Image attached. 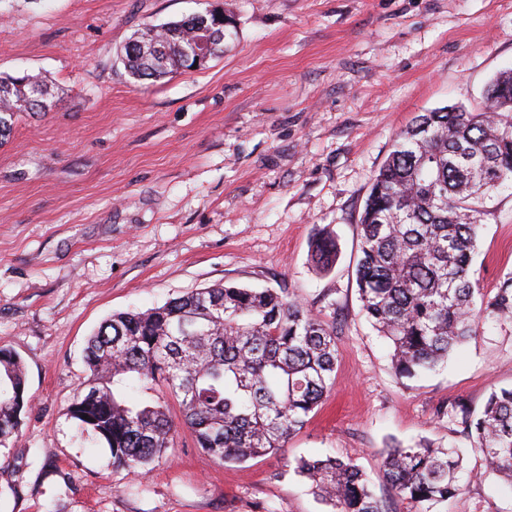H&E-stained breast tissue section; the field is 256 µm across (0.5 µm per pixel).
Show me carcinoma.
<instances>
[{
  "instance_id": "1",
  "label": "carcinoma",
  "mask_w": 512,
  "mask_h": 512,
  "mask_svg": "<svg viewBox=\"0 0 512 512\" xmlns=\"http://www.w3.org/2000/svg\"><path fill=\"white\" fill-rule=\"evenodd\" d=\"M209 32L211 56L224 49L220 15L170 21L144 41L133 36L123 63L137 80L160 81L188 68L185 50ZM417 115L376 174L360 219L355 266L361 312L389 345L399 379L420 377L476 335L479 323L512 320V279L494 297L472 280L484 201L512 182V107ZM40 75L0 77V145L23 112H47ZM336 236L320 230L311 261L328 272ZM336 326L283 293L218 284L146 311L118 312L88 337L86 384L68 408L81 434L106 448L112 466L143 475L187 427L212 460L245 463L286 446L335 383ZM161 385L175 397L135 393ZM26 374L0 347V447L19 434L28 405ZM447 416L464 425L485 471L512 485V388L491 393L480 414L458 401ZM462 450L428 440L394 441L382 459L386 482L409 512H442L462 494ZM332 512H387L350 458L300 456L289 463Z\"/></svg>"
}]
</instances>
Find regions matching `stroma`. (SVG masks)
<instances>
[{
	"instance_id": "obj_1",
	"label": "stroma",
	"mask_w": 512,
	"mask_h": 512,
	"mask_svg": "<svg viewBox=\"0 0 512 512\" xmlns=\"http://www.w3.org/2000/svg\"><path fill=\"white\" fill-rule=\"evenodd\" d=\"M235 19L205 68L139 81L133 33L208 0H0V74H38L50 111L0 146V347L22 359L30 405L0 447V512H329L288 470L300 454L356 459L387 512H409L379 470L389 439L466 451L453 401L481 411L512 387V322L487 320L445 367L400 380L360 311L359 224L396 135L421 112L482 109L512 70V0H218ZM474 276L512 278V186L486 200ZM338 238L317 272L310 242ZM286 289L338 332L336 383L287 448L243 464L191 432L145 477L82 441L68 406L84 342L116 312L218 283ZM448 512H512L495 476ZM339 254L336 236L327 229L320 230L311 242V261L320 272H328L335 265Z\"/></svg>"
}]
</instances>
